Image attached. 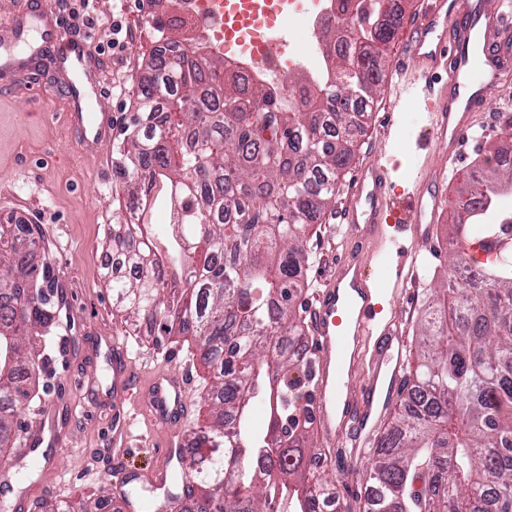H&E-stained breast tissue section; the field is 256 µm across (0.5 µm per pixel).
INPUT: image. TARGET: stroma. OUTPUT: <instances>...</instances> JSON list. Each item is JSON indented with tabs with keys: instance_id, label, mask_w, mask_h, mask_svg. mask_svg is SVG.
<instances>
[{
	"instance_id": "1",
	"label": "stroma",
	"mask_w": 512,
	"mask_h": 512,
	"mask_svg": "<svg viewBox=\"0 0 512 512\" xmlns=\"http://www.w3.org/2000/svg\"><path fill=\"white\" fill-rule=\"evenodd\" d=\"M66 28H73V13H80L94 35L90 50L104 67L105 111L112 114L114 137L103 146V161L81 153L63 112L60 98L37 101L31 90L20 88L0 101V224L11 216L40 225L45 257L53 267L64 300L59 308L60 326L48 337L46 352L52 358L46 393L39 407L25 414L31 428L54 430L62 440L43 471L24 484L23 512H38L41 502L56 505L78 497L98 499L110 489L119 473H145L159 461L165 433L154 431L148 415L130 418L122 451L110 444L112 434V370L106 357V342L119 337L142 380H149L157 363L171 360L187 369L191 381L188 416L180 435L186 445L208 419L198 393L208 375L199 357L193 356L182 337L156 343L147 325L128 320L112 305V290L102 259L112 251V227L122 223L124 182L104 174L103 164L118 159L117 144L132 129L137 91L145 64L154 47L146 23L152 0H48ZM121 22L129 35L123 48H110L113 22ZM46 111V119L34 117V109ZM512 123V87L495 92L486 112L478 116L477 142L451 173L448 198L465 192L468 174L480 171L492 151L503 150V132ZM355 152L351 164L340 172L332 207L320 226L309 229L305 247L311 254L302 276L307 288L295 301L299 315H306L324 281L336 270L341 239L335 229L349 184L365 163L384 157L391 173L393 196L413 189L418 167L437 162V150L429 138L424 103L410 99L391 105L388 92H381L368 108L364 122L354 130ZM379 258L371 272L385 303L384 320L400 319L405 362H412L418 321L433 288L448 276L446 260L427 263L406 286L407 298L393 307L390 266L400 261L416 243L402 225H383ZM350 446L330 448L336 474V494L358 504L367 489L366 480L351 473Z\"/></svg>"
}]
</instances>
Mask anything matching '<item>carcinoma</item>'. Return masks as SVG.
<instances>
[{
    "label": "carcinoma",
    "instance_id": "obj_1",
    "mask_svg": "<svg viewBox=\"0 0 512 512\" xmlns=\"http://www.w3.org/2000/svg\"><path fill=\"white\" fill-rule=\"evenodd\" d=\"M353 4L354 47L323 31L325 71L289 82L295 103L257 85L248 96L224 59L194 48L152 52L139 85L136 135L122 148L127 223L112 225V251L137 269L113 276L112 295L128 317L154 324L156 345L177 334L197 342L214 371L200 398L209 424L182 463L179 492L149 498L145 508L184 512H271L282 497L293 512H324L335 475H302L304 432L314 421L311 361L283 349L301 322L295 298L309 260L304 231L331 206L336 174L353 156L354 113L338 111L337 93L370 101L381 91L373 51L396 34L380 0ZM173 19H155L154 38L178 45ZM512 190V165L488 159L482 180L455 203L448 228V269L461 261L475 223L498 212ZM171 221L151 222L156 205ZM43 233L0 240V446L18 448L29 424L18 411L36 394L41 339L58 327L62 303L40 259ZM487 287L451 279L434 289L421 315L416 381L405 378L403 413L375 439L365 512H512V246L480 265ZM236 337L229 356L224 341ZM265 410L260 428L256 409Z\"/></svg>",
    "mask_w": 512,
    "mask_h": 512
}]
</instances>
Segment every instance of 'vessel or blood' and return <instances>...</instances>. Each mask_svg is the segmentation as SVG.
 <instances>
[{
    "mask_svg": "<svg viewBox=\"0 0 512 512\" xmlns=\"http://www.w3.org/2000/svg\"><path fill=\"white\" fill-rule=\"evenodd\" d=\"M59 21L44 0H19L12 26L0 31V73L8 75L0 82V94L14 91L17 81L10 73L19 68L27 48L37 45L67 71L68 79L59 90L65 101V122L75 131L82 150L94 156L110 137V117L102 105L104 73L89 72L85 65L91 33L61 40ZM405 26L408 34L399 62L413 64L420 81L409 84L394 79L390 95L396 100L405 95L424 97L442 162L417 172L418 191L394 202L384 164L373 161L357 175L340 212L348 241L336 258L335 278L326 283L309 313L317 373L315 422L329 441L348 433L369 440L378 381L394 382L401 376L404 340L392 322L378 338L375 375L360 388L352 386L360 364L359 346L377 325L378 290L371 264L380 251L381 224L387 220L406 224L420 240L429 239L434 214L446 202L448 173L475 137V116L485 111L492 94L501 88L502 75L512 72V0H425ZM443 66L448 69V81L441 84L434 76ZM109 350L113 392L146 406L155 423L180 425L187 413V385L175 368H158L144 386L123 344L111 341ZM179 454V449H164L161 464L147 474V482L166 487L171 463Z\"/></svg>",
    "mask_w": 512,
    "mask_h": 512,
    "instance_id": "b4317fda",
    "label": "vessel or blood"
}]
</instances>
